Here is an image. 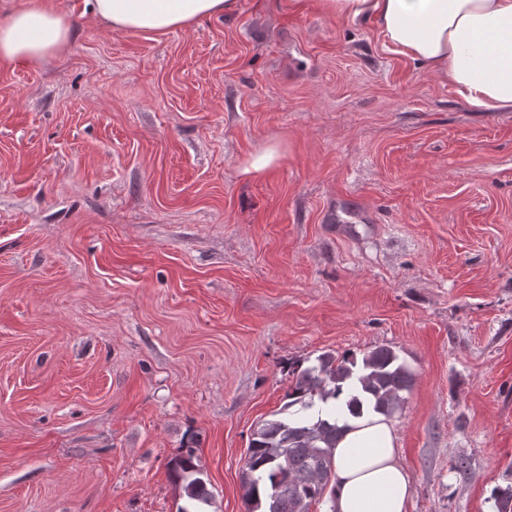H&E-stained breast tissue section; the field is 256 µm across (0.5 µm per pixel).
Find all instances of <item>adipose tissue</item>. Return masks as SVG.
<instances>
[{
    "instance_id": "ef3b65f1",
    "label": "adipose tissue",
    "mask_w": 512,
    "mask_h": 512,
    "mask_svg": "<svg viewBox=\"0 0 512 512\" xmlns=\"http://www.w3.org/2000/svg\"><path fill=\"white\" fill-rule=\"evenodd\" d=\"M236 0H86L115 31L165 34L233 9ZM339 17L373 24L394 52L429 66L472 107L512 110V0H322ZM71 29L52 0H18L0 16V61L61 52ZM329 512H407L412 477L390 417L341 413Z\"/></svg>"
}]
</instances>
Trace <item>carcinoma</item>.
Returning <instances> with one entry per match:
<instances>
[{
	"label": "carcinoma",
	"mask_w": 512,
	"mask_h": 512,
	"mask_svg": "<svg viewBox=\"0 0 512 512\" xmlns=\"http://www.w3.org/2000/svg\"><path fill=\"white\" fill-rule=\"evenodd\" d=\"M292 385L283 416L262 422L253 432L243 473L247 512H309L334 477L331 448L344 427L336 412L314 419L319 402L344 399L358 417L369 405L390 416L404 401L412 374L389 348H375L362 358L347 352H325L308 365L291 369ZM196 449L187 447L171 460V474L182 483L187 506L179 512H204L212 495L195 464ZM496 512H512V486L493 493Z\"/></svg>",
	"instance_id": "cac0c4a2"
}]
</instances>
